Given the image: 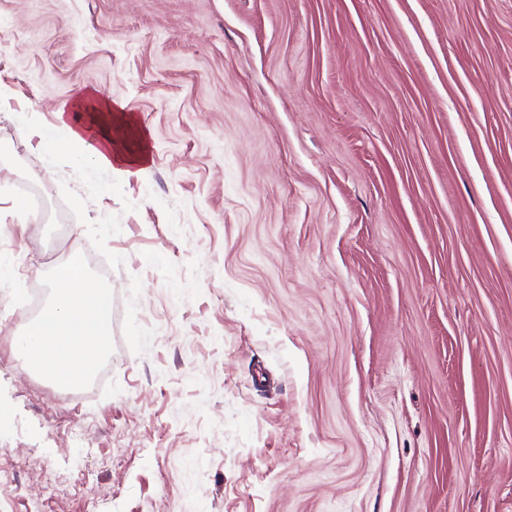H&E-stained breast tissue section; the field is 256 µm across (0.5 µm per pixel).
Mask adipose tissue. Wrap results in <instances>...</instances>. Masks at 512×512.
<instances>
[{
	"mask_svg": "<svg viewBox=\"0 0 512 512\" xmlns=\"http://www.w3.org/2000/svg\"><path fill=\"white\" fill-rule=\"evenodd\" d=\"M89 108L93 118L78 126L72 124L71 112H59L57 126L45 138L56 150L90 145L85 163L110 169L115 181L123 182L144 167L148 154L142 148L127 150L111 132L135 131V120L98 96L78 98L71 111ZM53 286L59 293L57 302L19 339L17 351L28 365L65 384L81 377L74 367L76 355L93 360L106 349L112 333L111 296L73 264L56 270Z\"/></svg>",
	"mask_w": 512,
	"mask_h": 512,
	"instance_id": "1",
	"label": "adipose tissue"
}]
</instances>
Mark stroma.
<instances>
[{"label": "stroma", "mask_w": 512, "mask_h": 512, "mask_svg": "<svg viewBox=\"0 0 512 512\" xmlns=\"http://www.w3.org/2000/svg\"><path fill=\"white\" fill-rule=\"evenodd\" d=\"M0 259L11 346L112 292L81 393L0 353V512H512V0H0ZM93 98L80 97L72 105L73 111H84L91 107L95 113L93 118L76 126L71 122L69 112H59L57 126L44 134L45 139L54 150L85 145L87 139H95L97 144L91 146L90 154L80 159L93 166L108 168L112 171L115 184H119L136 174L148 162V154L144 146L136 151H129L123 142L112 137L110 128L118 131L134 132L140 142L143 134L137 130L134 117L126 112H119L105 98L93 95Z\"/></svg>", "instance_id": "1"}]
</instances>
